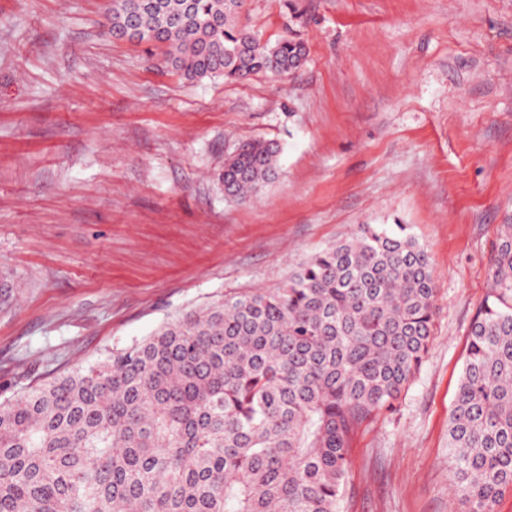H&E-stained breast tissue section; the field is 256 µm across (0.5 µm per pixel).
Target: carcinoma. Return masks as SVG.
Instances as JSON below:
<instances>
[{
	"instance_id": "1",
	"label": "carcinoma",
	"mask_w": 512,
	"mask_h": 512,
	"mask_svg": "<svg viewBox=\"0 0 512 512\" xmlns=\"http://www.w3.org/2000/svg\"><path fill=\"white\" fill-rule=\"evenodd\" d=\"M243 0H112L183 78L284 76L302 42L261 41ZM278 146L224 159L230 199L277 174ZM448 419L465 512L512 491V224L500 227ZM437 288L407 225L363 224L277 288L224 295L0 402V512H339L353 435L389 408L433 336Z\"/></svg>"
}]
</instances>
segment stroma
I'll return each instance as SVG.
<instances>
[{
  "instance_id": "obj_1",
  "label": "stroma",
  "mask_w": 512,
  "mask_h": 512,
  "mask_svg": "<svg viewBox=\"0 0 512 512\" xmlns=\"http://www.w3.org/2000/svg\"><path fill=\"white\" fill-rule=\"evenodd\" d=\"M108 3L0 0V400L404 224L434 334L354 437L340 512H461L448 416L512 223V0H245L243 23L305 62L198 82L105 34ZM252 138L277 144V176L240 204L219 176Z\"/></svg>"
}]
</instances>
